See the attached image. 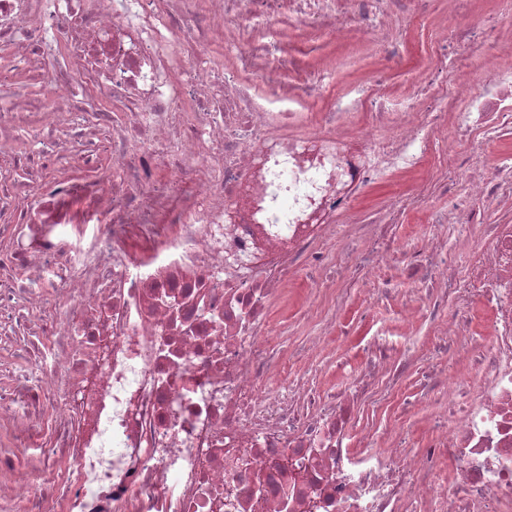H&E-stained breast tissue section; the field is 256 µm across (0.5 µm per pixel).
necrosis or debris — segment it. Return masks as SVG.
Here are the masks:
<instances>
[{
  "instance_id": "obj_1",
  "label": "necrosis or debris",
  "mask_w": 512,
  "mask_h": 512,
  "mask_svg": "<svg viewBox=\"0 0 512 512\" xmlns=\"http://www.w3.org/2000/svg\"><path fill=\"white\" fill-rule=\"evenodd\" d=\"M431 2L0 0V163L27 169L0 173V512H512V165L483 156L512 140V0L490 27L480 0ZM426 18L434 70L394 91ZM284 22L374 49L354 101L324 100L334 63L273 53ZM401 268L418 283L377 287ZM293 282L319 327L290 369L271 309ZM353 284L398 328L325 392ZM422 323L416 442L398 383ZM361 406L395 412L359 434Z\"/></svg>"
}]
</instances>
